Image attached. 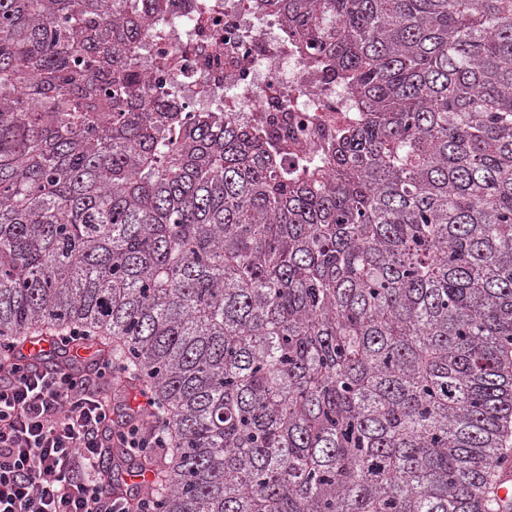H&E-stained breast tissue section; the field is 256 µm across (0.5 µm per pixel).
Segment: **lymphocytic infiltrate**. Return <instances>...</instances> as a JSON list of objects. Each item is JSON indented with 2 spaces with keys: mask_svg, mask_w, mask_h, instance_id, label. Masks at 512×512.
I'll return each instance as SVG.
<instances>
[{
  "mask_svg": "<svg viewBox=\"0 0 512 512\" xmlns=\"http://www.w3.org/2000/svg\"><path fill=\"white\" fill-rule=\"evenodd\" d=\"M0 378V512H154L140 487L124 494L104 479L112 447L137 452L171 445L167 425L114 420L96 395L111 363L93 372L41 368L14 350Z\"/></svg>",
  "mask_w": 512,
  "mask_h": 512,
  "instance_id": "f902f5d3",
  "label": "lymphocytic infiltrate"
}]
</instances>
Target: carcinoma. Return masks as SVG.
Here are the masks:
<instances>
[{
    "label": "carcinoma",
    "mask_w": 512,
    "mask_h": 512,
    "mask_svg": "<svg viewBox=\"0 0 512 512\" xmlns=\"http://www.w3.org/2000/svg\"><path fill=\"white\" fill-rule=\"evenodd\" d=\"M356 119L290 174L141 73L169 0H0V341L150 394L156 512H512V0H256Z\"/></svg>",
    "instance_id": "1"
}]
</instances>
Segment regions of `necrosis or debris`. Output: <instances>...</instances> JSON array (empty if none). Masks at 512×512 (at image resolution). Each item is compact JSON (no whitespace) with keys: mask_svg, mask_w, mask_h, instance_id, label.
<instances>
[{"mask_svg":"<svg viewBox=\"0 0 512 512\" xmlns=\"http://www.w3.org/2000/svg\"><path fill=\"white\" fill-rule=\"evenodd\" d=\"M160 33L138 56L148 80L175 93L187 116L234 112L261 119L265 136L287 143L280 162L315 157L349 117L346 93L323 84L279 19L255 0H171ZM166 68H157V60Z\"/></svg>","mask_w":512,"mask_h":512,"instance_id":"1","label":"necrosis or debris"}]
</instances>
